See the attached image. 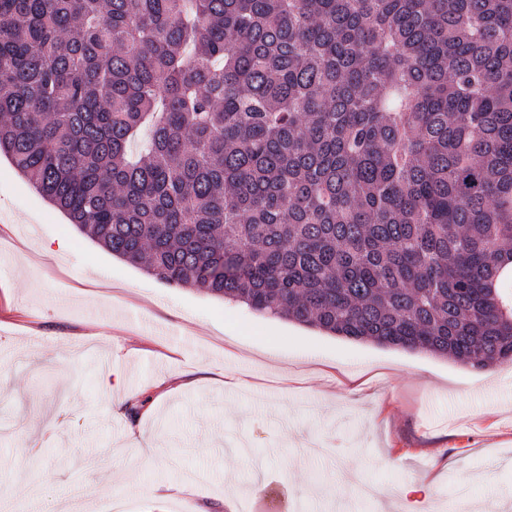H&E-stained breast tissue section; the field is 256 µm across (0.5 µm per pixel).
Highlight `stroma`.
<instances>
[{
  "label": "stroma",
  "instance_id": "1",
  "mask_svg": "<svg viewBox=\"0 0 512 512\" xmlns=\"http://www.w3.org/2000/svg\"><path fill=\"white\" fill-rule=\"evenodd\" d=\"M0 255V512H193L151 493L189 474L235 512L260 486L266 512H512V363L478 371L165 284L2 155Z\"/></svg>",
  "mask_w": 512,
  "mask_h": 512
}]
</instances>
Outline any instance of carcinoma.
Returning <instances> with one entry per match:
<instances>
[{
  "label": "carcinoma",
  "instance_id": "obj_1",
  "mask_svg": "<svg viewBox=\"0 0 512 512\" xmlns=\"http://www.w3.org/2000/svg\"><path fill=\"white\" fill-rule=\"evenodd\" d=\"M113 256L512 363V0H0V154Z\"/></svg>",
  "mask_w": 512,
  "mask_h": 512
}]
</instances>
